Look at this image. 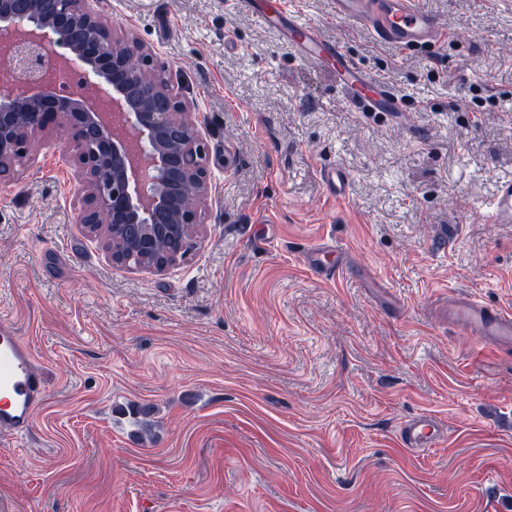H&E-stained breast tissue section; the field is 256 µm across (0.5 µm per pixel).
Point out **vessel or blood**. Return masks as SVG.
Returning a JSON list of instances; mask_svg holds the SVG:
<instances>
[{"mask_svg": "<svg viewBox=\"0 0 512 512\" xmlns=\"http://www.w3.org/2000/svg\"><path fill=\"white\" fill-rule=\"evenodd\" d=\"M266 26L280 31L302 59L332 72L349 99L366 112L402 111V100L387 83L374 79L345 50L325 40L317 27L301 20L291 0H240ZM338 19L368 32L376 41L399 49L431 46L445 38L437 19L420 9L416 0H332ZM322 180L339 199H346L349 177L333 167ZM485 218L492 224H512V179L502 181ZM448 318L459 330L482 342L512 345V312L474 299L448 304ZM46 396L42 369L29 346L7 321H0V435L26 436L33 427L36 407ZM403 443L420 449L434 446L443 432L435 420L421 416L400 428Z\"/></svg>", "mask_w": 512, "mask_h": 512, "instance_id": "obj_1", "label": "vessel or blood"}]
</instances>
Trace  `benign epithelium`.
Returning a JSON list of instances; mask_svg holds the SVG:
<instances>
[{
  "label": "benign epithelium",
  "instance_id": "1",
  "mask_svg": "<svg viewBox=\"0 0 512 512\" xmlns=\"http://www.w3.org/2000/svg\"><path fill=\"white\" fill-rule=\"evenodd\" d=\"M0 0V23L12 32L0 47V168L27 159L51 125L70 134L68 160L82 196L76 223L89 235L136 225L143 244L171 236L179 224L203 223L199 205L184 201L188 187L201 201L212 188L197 113L157 64L154 51L134 29L108 22L89 0ZM81 63L91 89L76 96L57 92L71 61ZM197 236L164 263L163 272L197 249Z\"/></svg>",
  "mask_w": 512,
  "mask_h": 512
}]
</instances>
